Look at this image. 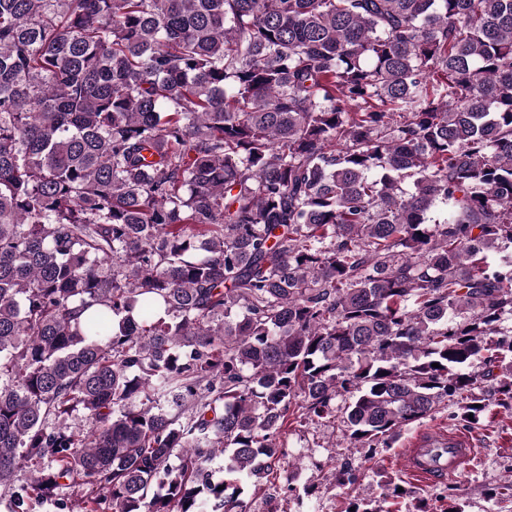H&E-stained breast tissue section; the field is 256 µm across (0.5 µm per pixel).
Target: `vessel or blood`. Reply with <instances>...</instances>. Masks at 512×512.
Wrapping results in <instances>:
<instances>
[{"label":"vessel or blood","instance_id":"obj_1","mask_svg":"<svg viewBox=\"0 0 512 512\" xmlns=\"http://www.w3.org/2000/svg\"><path fill=\"white\" fill-rule=\"evenodd\" d=\"M477 456L472 437L462 429H425L404 449L402 466L423 483L456 478L470 469Z\"/></svg>","mask_w":512,"mask_h":512}]
</instances>
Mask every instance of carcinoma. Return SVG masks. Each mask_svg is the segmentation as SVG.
I'll list each match as a JSON object with an SVG mask.
<instances>
[{
    "instance_id": "cac0c4a2",
    "label": "carcinoma",
    "mask_w": 512,
    "mask_h": 512,
    "mask_svg": "<svg viewBox=\"0 0 512 512\" xmlns=\"http://www.w3.org/2000/svg\"><path fill=\"white\" fill-rule=\"evenodd\" d=\"M506 315L512 0H0V512H245L343 396L473 427Z\"/></svg>"
}]
</instances>
